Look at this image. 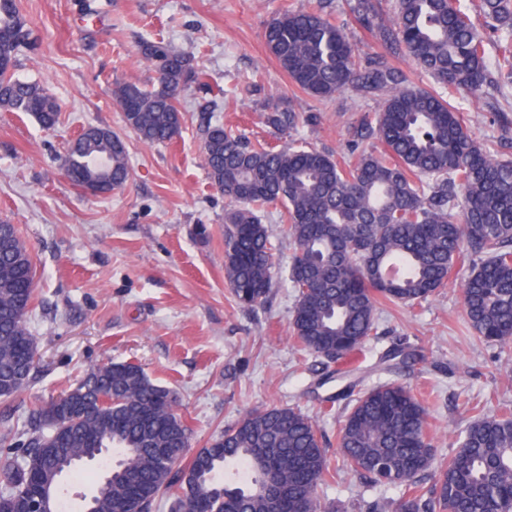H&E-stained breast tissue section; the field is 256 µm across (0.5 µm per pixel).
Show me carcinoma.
<instances>
[{"label": "carcinoma", "instance_id": "obj_1", "mask_svg": "<svg viewBox=\"0 0 512 512\" xmlns=\"http://www.w3.org/2000/svg\"><path fill=\"white\" fill-rule=\"evenodd\" d=\"M319 5L287 10L266 29L269 52L299 90L331 99L348 90L381 97L373 117L352 131L353 146L374 139L339 165L306 146L253 144L218 123L203 126L204 159L224 193V275L243 306L264 302L273 252L257 207L279 203L293 243L289 281L296 292L291 326L299 346L328 369L379 335V304L416 306L445 287L464 264L462 299L470 327L486 343L512 341V159L487 151L468 133L462 114L439 92L408 85L385 58L360 60L346 33ZM485 26L498 35L501 74L512 79V0H481ZM358 22L443 89L486 93V37L461 0H396L380 17L359 0ZM31 32L17 0H0V109L27 112L45 129L59 108L37 82L13 67ZM139 52L155 73L145 89L117 82L113 97L126 125L147 145L180 133L182 92L199 81L191 56L168 43L145 41ZM276 134L299 123L297 113L265 115ZM70 181L80 187L125 185L126 148L106 128L79 133L66 151ZM36 268L16 225L0 224V398L23 390L35 368L36 342L27 320L34 309ZM350 396L362 377L334 370ZM190 429L175 413L171 392L132 362L87 370L75 386L34 408L21 439L23 466L0 469L7 489L0 512L28 508L51 470L71 474V458L119 453L98 512H328L317 488L330 475L316 420L293 407L245 413L181 469ZM336 448L347 468L373 485L399 490L397 512H507L512 507V410L476 414L448 465L433 464L428 412L406 387L376 386L355 399L339 421ZM231 468L224 482L215 474Z\"/></svg>", "mask_w": 512, "mask_h": 512}]
</instances>
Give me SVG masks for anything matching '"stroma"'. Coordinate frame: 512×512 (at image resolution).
Segmentation results:
<instances>
[{
	"label": "stroma",
	"instance_id": "1",
	"mask_svg": "<svg viewBox=\"0 0 512 512\" xmlns=\"http://www.w3.org/2000/svg\"><path fill=\"white\" fill-rule=\"evenodd\" d=\"M316 0H18L37 45L21 52L17 77L42 84L56 99L60 120L42 128L25 112L0 111V222L18 225L37 271L35 311L28 326L36 340L27 387L0 400V438L13 436L32 408L59 396L92 366L140 365L168 388L197 451L246 412L294 407L317 420L328 444L352 406L332 414L309 390L315 356L301 350L290 322L295 291L285 276L293 244L284 234L282 208L261 209L277 257L266 302L253 308L235 300L224 278L223 194L211 183L202 150L209 103L225 128L252 141L299 142L337 161L352 157L349 129L379 107V100L349 90L317 99L292 86L270 55L265 27L288 9ZM356 0H326L325 13L341 26L360 56H388L412 86L432 80L409 59L389 55L364 28ZM163 41L191 55L200 72L182 94L179 136L143 144L112 97L115 82L152 88L155 74L141 59L142 41ZM450 99L470 134L512 157V84L487 97L466 92ZM291 108L297 128L272 137L264 114ZM88 126L110 129L125 144L132 176L111 193L94 196L74 187L63 169L68 142ZM382 335L375 350L403 343L418 358L390 374L370 376L366 387L395 383L422 396L434 435V462L446 464L474 418L512 409V351L479 342L470 328L458 282L414 307L377 310ZM338 471L317 489L336 512H362L364 502L397 489L370 486Z\"/></svg>",
	"mask_w": 512,
	"mask_h": 512
}]
</instances>
